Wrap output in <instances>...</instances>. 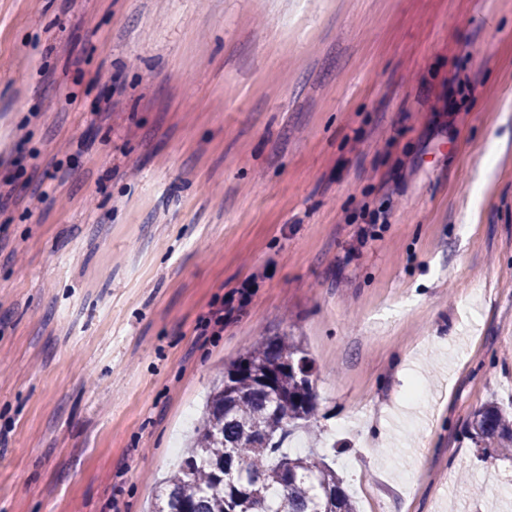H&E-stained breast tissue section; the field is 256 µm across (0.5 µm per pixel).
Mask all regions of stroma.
<instances>
[{
  "mask_svg": "<svg viewBox=\"0 0 512 512\" xmlns=\"http://www.w3.org/2000/svg\"><path fill=\"white\" fill-rule=\"evenodd\" d=\"M284 334L358 512H512V0H0V512H150ZM469 434L484 457L491 454V450H511L512 410L493 401L485 403L474 411Z\"/></svg>",
  "mask_w": 512,
  "mask_h": 512,
  "instance_id": "stroma-1",
  "label": "stroma"
}]
</instances>
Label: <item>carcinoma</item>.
<instances>
[{
  "mask_svg": "<svg viewBox=\"0 0 512 512\" xmlns=\"http://www.w3.org/2000/svg\"><path fill=\"white\" fill-rule=\"evenodd\" d=\"M316 411L313 365L301 341H261L225 366L154 512H357L322 458L283 451L294 428L312 426ZM469 434L485 456L511 450L512 410L493 401L480 406Z\"/></svg>",
  "mask_w": 512,
  "mask_h": 512,
  "instance_id": "carcinoma-1",
  "label": "carcinoma"
}]
</instances>
